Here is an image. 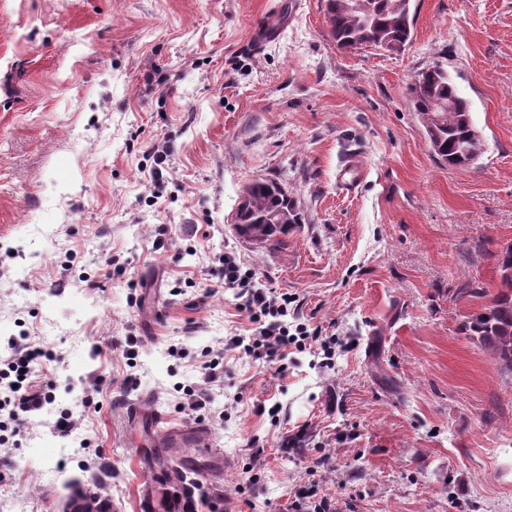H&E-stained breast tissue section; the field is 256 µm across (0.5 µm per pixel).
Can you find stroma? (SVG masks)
<instances>
[{"mask_svg": "<svg viewBox=\"0 0 512 512\" xmlns=\"http://www.w3.org/2000/svg\"><path fill=\"white\" fill-rule=\"evenodd\" d=\"M324 6L0 0V365L30 337L53 396L0 431V512L78 489L139 512L170 458L135 405L232 459L199 512H291L300 488L334 512H512V374L460 331L512 244V0H412L397 54L338 49ZM438 61L483 136L466 169L408 104ZM258 178L303 216L275 250L233 228ZM226 255L316 331L285 374L225 347L250 329L232 292L201 296ZM208 351L229 376L201 416L183 390Z\"/></svg>", "mask_w": 512, "mask_h": 512, "instance_id": "stroma-1", "label": "stroma"}]
</instances>
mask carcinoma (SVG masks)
<instances>
[{
  "label": "carcinoma",
  "instance_id": "1",
  "mask_svg": "<svg viewBox=\"0 0 512 512\" xmlns=\"http://www.w3.org/2000/svg\"><path fill=\"white\" fill-rule=\"evenodd\" d=\"M325 16L338 48L381 46L404 49L412 36L411 0H325ZM409 86V105L423 119L431 149L450 169H462V148L473 124L471 104L460 95L448 69L437 62L418 73ZM274 179L258 178L248 185L247 223L244 231L265 243H277L289 226L270 217L290 208L288 192ZM497 291L481 312L468 319L465 330L497 358L503 370L512 372V274L504 265L512 262V244L495 254ZM73 512H110L108 500L87 492L73 494Z\"/></svg>",
  "mask_w": 512,
  "mask_h": 512
}]
</instances>
